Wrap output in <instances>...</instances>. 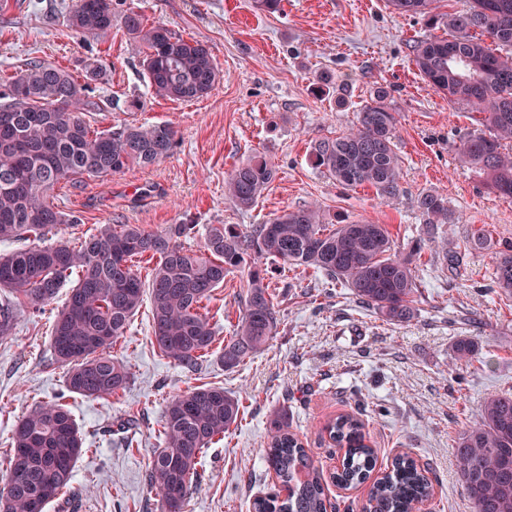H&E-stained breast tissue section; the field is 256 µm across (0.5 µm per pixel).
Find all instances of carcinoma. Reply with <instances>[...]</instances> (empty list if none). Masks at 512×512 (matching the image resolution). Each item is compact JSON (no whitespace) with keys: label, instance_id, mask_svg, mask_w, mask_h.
Segmentation results:
<instances>
[{"label":"carcinoma","instance_id":"obj_1","mask_svg":"<svg viewBox=\"0 0 512 512\" xmlns=\"http://www.w3.org/2000/svg\"><path fill=\"white\" fill-rule=\"evenodd\" d=\"M402 15H418L448 27V36L416 39L412 64L426 83L448 98L485 113L489 133L473 132L455 147L460 161L483 173L492 188L512 198V0H460L447 14L433 12L436 0H388ZM111 0H76L67 27L79 37L112 30ZM130 41L142 55L153 93L173 101L208 95L218 79L210 50L163 25H149L130 11L122 17ZM78 82L65 69L33 62L16 71L0 92V243L14 248L0 254V339L12 334L20 313H43L68 276L78 272L63 308L51 325L57 362L67 366L65 385L85 398L110 397L129 383L127 365L111 349L149 297L152 340L163 356L194 370L216 341L215 324L201 312L203 302L224 279L253 260L242 312L233 334L224 338L217 360L224 370L239 367L264 350L279 323L275 295L259 263L278 261L313 269L350 291L360 303L390 323L416 313L417 267L424 239L397 252L385 224L366 218L329 229L317 206L283 210L265 224L243 231L234 224L211 226L203 252L185 249L181 239L194 224L147 230L139 224H102L76 245L43 239L61 224L79 218L60 209L52 193L61 183L118 173L130 164L149 167L176 144L167 124H125L91 129L87 114L98 108L91 82ZM388 91L377 88L360 108L355 129L314 141V166L346 188L367 186L381 198L400 193L401 159L394 145L396 116ZM276 170L262 154L239 163L225 180L224 193L240 210L253 208ZM417 208L427 230L452 222L448 201L433 192L418 195ZM486 225L471 227L466 244L489 245ZM158 258L144 281L133 259ZM493 287L502 301L512 300V245L495 252ZM477 342L463 336L456 357L469 360ZM242 403L219 386L202 385L171 396L165 405L160 444L146 474L159 497L160 512H187L197 489L196 465L210 445L241 419ZM333 443L344 450L336 486L360 485L376 465L365 425L345 413L328 420ZM68 406L42 402L15 425L10 466L0 492V512H45L61 501L78 512L72 481L86 449ZM268 469L280 489L253 501L254 512H327L326 488L303 441L290 430L288 415H271ZM456 472L473 512H512V394L485 399L480 418L467 425L455 447ZM431 496V483L405 453L370 487L362 512H414Z\"/></svg>","mask_w":512,"mask_h":512}]
</instances>
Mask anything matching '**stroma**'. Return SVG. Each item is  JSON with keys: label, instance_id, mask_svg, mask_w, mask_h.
I'll return each mask as SVG.
<instances>
[{"label": "stroma", "instance_id": "obj_1", "mask_svg": "<svg viewBox=\"0 0 512 512\" xmlns=\"http://www.w3.org/2000/svg\"><path fill=\"white\" fill-rule=\"evenodd\" d=\"M74 3L0 0V84L34 61L78 79L90 66H102L104 75L93 84L100 109L91 125L168 123L176 145L153 167L132 166L56 191L60 209L79 218L58 227L57 238L87 235L101 224L156 231L185 222L197 227L183 241L196 252L210 225L249 228L282 210L315 204L332 223L365 217L387 225L401 247L425 233L415 204L423 191L447 198L453 221L439 225L425 248L410 321L383 322L324 276L270 262L279 324L263 352L231 372L212 356L198 369H183L154 346L145 305L113 349L129 367V384L107 399L65 389L66 369L55 361L49 331L63 298L43 315L21 314L12 335L0 340V474L16 421L35 404L61 398L85 438L74 476L80 512H159L146 472L165 403L211 384L240 396L243 415L202 455L188 512H251L256 497L277 488L264 456L269 418L282 407L323 473L333 472L341 456L323 425L352 413L370 435L377 472L409 453L433 485L427 512H472L453 448L486 397L512 393V306L489 290L494 253L512 244V199L463 167L452 147L484 129L483 114L435 92L411 62L413 40L444 37L447 29L395 13L388 0H282L273 14L256 12L252 0H112L111 32L77 40L66 27ZM131 9L209 48L220 80L208 96L181 102L153 93L120 23ZM323 72L332 82L320 90L315 80ZM380 86L390 93L402 159V191L391 200L367 187L342 189L311 160L313 142L354 128L360 106ZM254 153L269 158L277 173L258 204L244 211L225 197L224 182ZM474 224L487 225L489 247L466 248ZM442 240L453 243L458 264H446ZM248 274L243 268L227 276L205 303L218 336L233 333ZM460 336L479 342L466 363L454 351ZM120 418L136 422L132 444L111 431Z\"/></svg>", "mask_w": 512, "mask_h": 512}]
</instances>
